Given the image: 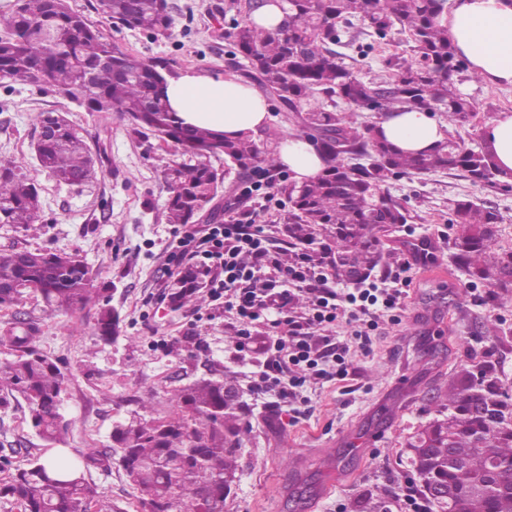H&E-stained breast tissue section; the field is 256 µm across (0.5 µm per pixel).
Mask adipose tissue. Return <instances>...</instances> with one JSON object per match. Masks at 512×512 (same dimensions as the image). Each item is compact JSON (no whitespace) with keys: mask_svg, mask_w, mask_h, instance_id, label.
Returning <instances> with one entry per match:
<instances>
[{"mask_svg":"<svg viewBox=\"0 0 512 512\" xmlns=\"http://www.w3.org/2000/svg\"><path fill=\"white\" fill-rule=\"evenodd\" d=\"M448 35L482 80L512 85V0H455ZM164 92L177 121L229 138L257 132L269 119L265 98L236 80L184 72L167 78ZM380 130L393 146L415 154L432 150L446 134L432 113L422 109L392 113L381 121ZM483 138L502 176H512V113H500L486 126ZM278 164L299 183L324 168L316 147L297 137L282 144Z\"/></svg>","mask_w":512,"mask_h":512,"instance_id":"1","label":"adipose tissue"}]
</instances>
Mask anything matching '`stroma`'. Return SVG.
Wrapping results in <instances>:
<instances>
[{"mask_svg": "<svg viewBox=\"0 0 512 512\" xmlns=\"http://www.w3.org/2000/svg\"><path fill=\"white\" fill-rule=\"evenodd\" d=\"M251 0H169L173 25L167 33L130 29L97 8V0H68L92 28L123 51L155 67L162 75L193 71L208 76L247 81L246 61L232 33L246 19ZM349 32L357 42H372L366 60L354 49L340 47L345 64L356 75L374 82L394 76L386 65L393 56L409 57L407 32L394 28L385 39L369 40L361 24ZM457 90L473 102L476 116L449 133L476 149L484 144L483 130L503 111H512V86L491 85L472 78L471 70L454 77ZM270 119L254 139L266 146L268 135L277 142L299 132V115L277 97H269ZM40 112L64 116L83 136L97 160L94 182L69 186L42 171L35 155ZM25 161L40 187L41 227L25 231L0 225V249L29 248L78 254L112 285L110 304L121 317L115 342L103 344L95 334L96 306L41 315L36 348L55 361L68 381L62 393L71 422L64 451L78 458L88 448L112 443L113 426L139 412L148 419L163 418L172 410V395L196 379L231 380L252 414L242 431L238 471L224 512H290L293 502L283 482L301 458L309 465L303 482L315 502L313 512H362L371 498H385L391 512H404L406 487L420 488L418 474L405 460L406 440L419 425L436 415L431 398L446 387L455 370L473 358L496 363L503 381L512 382V299L500 301L495 289L471 279L454 261L456 227L452 209L467 198L493 208L492 250H512V191L472 184L461 172L440 170L426 175L400 176L385 185L407 212V221L383 239L384 267L370 281L386 288L389 270L404 260L401 247L408 237H426L435 245L434 267L446 280L424 276L412 266L406 315L401 324L380 317L369 351H362L349 326L332 334L346 350L349 374L345 379L311 383L306 394L311 413L292 423L287 415L267 411L263 398L246 388L265 360L262 351H236L237 323L223 309L212 306L206 290L182 308L154 304L141 318L143 300L166 292L157 270L171 227L163 212L168 200L166 167L186 162L182 151L167 146L150 132L138 131L117 112H90L45 82L0 80V160ZM271 191L244 195V180L230 172L212 210L201 213L198 224L213 217L228 219L248 214L259 224L275 225L283 238L292 179L287 170L274 169ZM209 320L200 322L197 312ZM387 425L384 437L359 455L345 457L343 475L329 480L319 468L318 451L331 447L343 434L364 435ZM49 449L32 429L25 401L0 409V481ZM87 479L118 512H141L137 493L118 468L93 469Z\"/></svg>", "mask_w": 512, "mask_h": 512, "instance_id": "1", "label": "stroma"}]
</instances>
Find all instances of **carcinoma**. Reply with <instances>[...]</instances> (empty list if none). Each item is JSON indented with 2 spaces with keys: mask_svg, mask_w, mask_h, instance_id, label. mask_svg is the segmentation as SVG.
<instances>
[{
  "mask_svg": "<svg viewBox=\"0 0 512 512\" xmlns=\"http://www.w3.org/2000/svg\"><path fill=\"white\" fill-rule=\"evenodd\" d=\"M288 12L273 29L246 19L234 39L263 87L295 109L305 107L300 132L320 136L325 168L314 180L293 185L288 239L305 248L314 261L331 260L348 281L368 278L382 265L381 237L407 223L401 203L382 189L390 178L438 170L461 171L475 183L500 189L489 150H474L448 138L427 154H406L378 134V123L356 126L347 113L326 111L311 102L319 90L353 108L375 104L385 116L402 108L438 109L448 123H471L474 107L453 90L460 71L448 25L442 22L446 0H287ZM98 9L129 28L166 31L171 25L167 0H98ZM357 20L370 36L383 39L400 25L412 42L414 60H390L394 80L366 83L337 57L327 43L356 46L367 57L372 44H355L336 20ZM0 79L44 80L90 112H119L161 141L201 158L195 164L168 168L170 195L164 211L169 224H192L210 208L224 176L206 162L224 158L228 167L246 172L256 163L275 166L276 151L261 150L252 137L224 138L208 129L176 121L163 93L164 77L153 66L123 52L93 29L66 0H17L0 14ZM48 139L36 143L40 167L56 181L82 186L96 179L95 161L83 136L64 118L50 112L36 116ZM343 154L365 156L367 165L348 164ZM41 198L34 179L13 161H0V224L30 229L38 223ZM459 227L455 264L471 278L497 288L512 286V252L491 253L498 214L471 200L453 208ZM205 279L194 266L184 269L172 303L197 297ZM96 276L76 253L50 256L40 251L0 252V305L21 301L26 288L40 295L43 312L86 306ZM119 315L104 304L96 333L112 343ZM40 331L29 315L0 330V345L13 359L0 361V408L21 398L37 435L54 448L65 444L69 420L61 394L66 375L34 346ZM227 383L201 378L173 395L174 414L151 421L134 416L117 423L112 446L89 448L76 461L49 466L41 458L0 482V499L20 504L23 512H112L85 474L117 464L149 512H224V485L237 470L241 445V406L224 397ZM438 417L412 434L410 464L435 512H512V389L494 362L473 360L459 367L448 387L435 397Z\"/></svg>",
  "mask_w": 512,
  "mask_h": 512,
  "instance_id": "carcinoma-1",
  "label": "carcinoma"
}]
</instances>
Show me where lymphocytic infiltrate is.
<instances>
[{"instance_id":"1","label":"lymphocytic infiltrate","mask_w":512,"mask_h":512,"mask_svg":"<svg viewBox=\"0 0 512 512\" xmlns=\"http://www.w3.org/2000/svg\"><path fill=\"white\" fill-rule=\"evenodd\" d=\"M266 225L227 220L205 229L174 226L159 268L161 279L175 278L184 260L195 261L209 277L208 294L240 325L238 348L254 343L253 330L265 328L263 369L248 383L250 393L271 398L273 406H286L291 420L308 417L302 371L319 379L348 374L344 351L336 346L326 327L342 321L353 329L362 348H369L377 328L375 310L383 308L392 323H400L406 309L407 277L394 274L392 288L379 291L362 288L358 293H341L330 280L333 268L314 264L299 252L291 264L279 260ZM308 294L310 308L294 315L296 293Z\"/></svg>"}]
</instances>
